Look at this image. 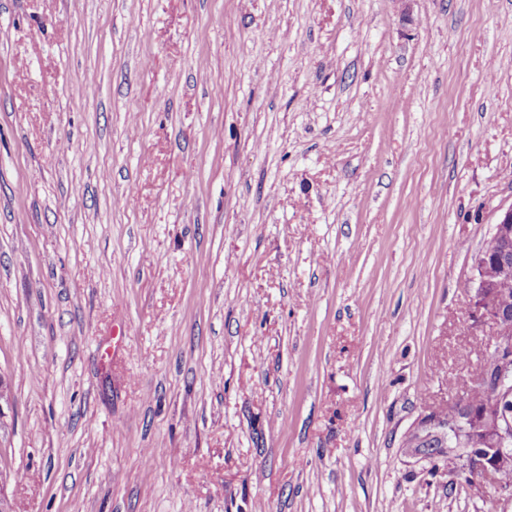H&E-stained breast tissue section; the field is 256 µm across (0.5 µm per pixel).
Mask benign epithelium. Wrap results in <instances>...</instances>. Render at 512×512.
I'll list each match as a JSON object with an SVG mask.
<instances>
[{
    "instance_id": "7a95c632",
    "label": "benign epithelium",
    "mask_w": 512,
    "mask_h": 512,
    "mask_svg": "<svg viewBox=\"0 0 512 512\" xmlns=\"http://www.w3.org/2000/svg\"><path fill=\"white\" fill-rule=\"evenodd\" d=\"M473 268L470 318L488 328V353L472 385L458 399L456 414L447 417L439 408L430 409L408 433L403 448L408 456L425 460L459 457L474 487L493 492L498 506L504 508L512 504V488L500 482L501 474L512 471V411L478 408L471 396L479 390L496 404L512 396V334L501 328L512 310L500 304L502 297L512 293L503 287L512 279V205L499 209L494 233L473 256ZM473 426L482 433L486 447H459Z\"/></svg>"
}]
</instances>
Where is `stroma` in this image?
I'll use <instances>...</instances> for the list:
<instances>
[{
  "mask_svg": "<svg viewBox=\"0 0 512 512\" xmlns=\"http://www.w3.org/2000/svg\"><path fill=\"white\" fill-rule=\"evenodd\" d=\"M511 205L512 0H0V491L497 512L403 442Z\"/></svg>",
  "mask_w": 512,
  "mask_h": 512,
  "instance_id": "1",
  "label": "stroma"
}]
</instances>
